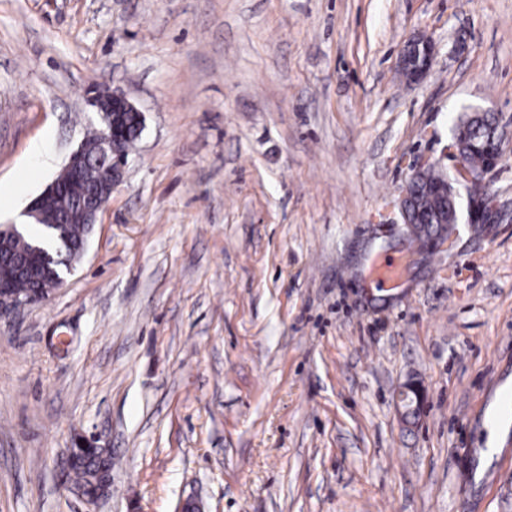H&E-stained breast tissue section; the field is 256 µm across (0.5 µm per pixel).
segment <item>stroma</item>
<instances>
[{"label": "stroma", "mask_w": 512, "mask_h": 512, "mask_svg": "<svg viewBox=\"0 0 512 512\" xmlns=\"http://www.w3.org/2000/svg\"><path fill=\"white\" fill-rule=\"evenodd\" d=\"M96 85L145 129L63 285L0 318V512H512V141L480 232L414 245L397 208L463 113L512 132V0H0V225ZM85 438L112 451L91 508L60 487ZM435 57L432 40L414 37L406 40L399 54L398 68L406 82L418 83L431 70ZM395 399L397 406L404 409L402 417L406 423L413 425L419 421L423 405V391L420 387L407 384L396 392Z\"/></svg>", "instance_id": "stroma-1"}]
</instances>
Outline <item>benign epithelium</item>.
I'll return each mask as SVG.
<instances>
[{"label":"benign epithelium","mask_w":512,"mask_h":512,"mask_svg":"<svg viewBox=\"0 0 512 512\" xmlns=\"http://www.w3.org/2000/svg\"><path fill=\"white\" fill-rule=\"evenodd\" d=\"M435 57V46L432 40L425 37H414L406 40L399 54L398 68L406 82L412 84L422 80L431 70ZM91 106L100 114L102 126L98 131L99 137L90 142L82 140L76 150L72 151L65 167L73 176L81 179L90 176L94 180L95 194L87 206L79 213V219L89 227H94L99 214L105 209L112 198L113 191L121 184L126 166V158L119 155L113 144L119 129L114 123L112 109L120 107L128 112H137L135 105L126 96L111 92L105 88L98 89L96 96L91 100ZM499 124H494L490 140L485 142L483 150L488 155L485 164L474 167L465 161L466 151L475 148V139L466 129L453 131L448 150L456 159L453 172V182L456 188H448V173L440 170L438 165L431 162L420 164L410 177L404 195L399 199L397 207L406 228V235L419 240L415 234L413 220L417 219L419 210L416 198L426 193L430 198H438L441 202V229L435 232V239L444 242L453 237L455 226L466 222L468 224H484L487 216L496 212L497 203L493 195L480 190L484 175L499 163L504 144V134L498 131ZM440 174L445 184L429 185L426 176L430 172ZM463 185L468 190L467 219H462V210L459 202L458 186ZM59 194L57 182L49 184L37 196L26 210L25 215L35 221L41 218L43 206ZM23 238L21 227L17 224L0 225V249L7 248L16 239ZM33 272L44 271L52 275V283L43 288H31L26 292H19L14 288L10 276L0 273V316L18 311L26 306L36 304L48 298L49 294L64 283V276L58 273L54 265L57 259L46 253L36 244L30 245L28 250ZM397 406L403 408V420L415 424L420 418L423 405V391L414 384H407L396 392ZM104 449L93 444L79 445L72 449L63 473L61 486L72 490L68 474L73 467L80 463H94L92 479L93 490L86 497L89 503L96 502L108 490L111 484L110 465L103 456Z\"/></svg>","instance_id":"7a95c632"}]
</instances>
